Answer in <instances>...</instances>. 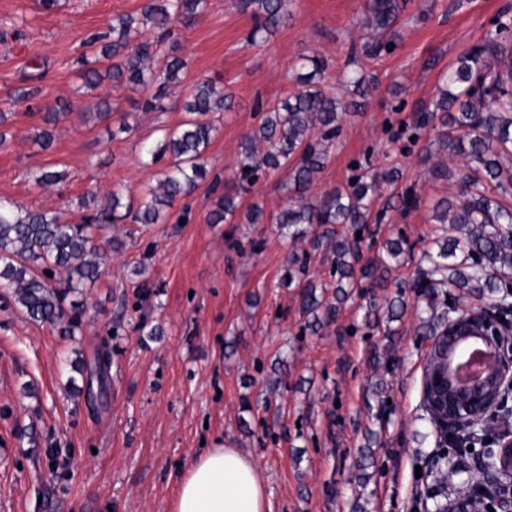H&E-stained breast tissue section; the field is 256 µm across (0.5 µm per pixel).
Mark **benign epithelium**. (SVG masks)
I'll return each instance as SVG.
<instances>
[{
  "mask_svg": "<svg viewBox=\"0 0 512 512\" xmlns=\"http://www.w3.org/2000/svg\"><path fill=\"white\" fill-rule=\"evenodd\" d=\"M511 308L504 301L457 306L445 331L455 337L453 344L441 336L427 340L421 400L433 419L436 439L461 440L483 425L499 407L502 393L512 389V324L501 314ZM472 346L485 348L487 360L478 373L465 377L461 362ZM491 441L496 456L480 464L477 481L453 486L443 502L427 496L414 505V512H512V429L499 430Z\"/></svg>",
  "mask_w": 512,
  "mask_h": 512,
  "instance_id": "1",
  "label": "benign epithelium"
}]
</instances>
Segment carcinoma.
Segmentation results:
<instances>
[{
    "label": "carcinoma",
    "mask_w": 512,
    "mask_h": 512,
    "mask_svg": "<svg viewBox=\"0 0 512 512\" xmlns=\"http://www.w3.org/2000/svg\"><path fill=\"white\" fill-rule=\"evenodd\" d=\"M257 6L259 23L250 35L257 43L268 40L288 14V0H246ZM206 0H145L138 16L122 15L112 21L109 32L86 42L92 55H82L81 78L98 88L104 80L131 90L158 86V92L142 103L145 112H164L165 90L179 85L186 75V62L176 37L180 24L199 19ZM407 0H369L364 19L379 31V37L364 46L363 57L376 62L395 46L396 28ZM152 25L154 38L141 42V27ZM309 71L295 76L288 97L278 103L257 105L264 113L261 124L244 135L238 173L233 185L215 202L211 221H228L239 210L244 195L271 171H289L290 203L276 215H265L257 205L244 214L248 224L279 225L294 240L309 239L315 251L332 256L336 289L333 298L327 288L307 277L310 254L293 251L287 258L282 284L300 289V312L305 327L314 334L335 323L340 307L361 281L378 282L390 271L384 262L357 267L361 240L338 236L336 225L348 224L364 231L373 223V209L383 185L391 184L397 171H371L356 175L345 187L311 196V189L327 160L325 141L336 138L341 117L362 107L357 98L367 90L363 80L352 82L355 96L344 99L322 86L321 76L329 68L323 56H308ZM233 96L217 89L211 80H197L182 104L185 119L164 139L146 147L152 162L172 160L155 187L145 193V202L135 211L116 216L121 199L112 194V205L102 207L93 196L81 199L89 211L79 224H69L47 211L23 212L0 200V281L15 288L14 296L27 318L50 323L71 332L82 312L67 311V295L80 285L99 278L107 266L108 253L97 243L96 232L103 224L131 219L139 224H160L177 197L195 189L208 175L205 152L215 127L207 116L231 110ZM434 130L435 144L448 150L466 170L458 181V195L443 198L434 207L433 220L451 224L459 232L426 256L432 268L422 274L414 287L429 294L440 288H457L479 297L512 295V26L494 23L483 43L462 55L433 103V110L411 126L409 139H421L427 127ZM418 206V196L408 190L389 198L387 208L400 212ZM56 271V284L38 272ZM451 311L423 319V335L443 332ZM472 449L446 447L441 458L458 459L459 478L469 473L466 457L494 452L485 438L469 440Z\"/></svg>",
    "instance_id": "carcinoma-1"
}]
</instances>
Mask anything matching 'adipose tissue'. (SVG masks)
Instances as JSON below:
<instances>
[{
  "label": "adipose tissue",
  "mask_w": 512,
  "mask_h": 512,
  "mask_svg": "<svg viewBox=\"0 0 512 512\" xmlns=\"http://www.w3.org/2000/svg\"><path fill=\"white\" fill-rule=\"evenodd\" d=\"M260 468L237 448H211L183 471L170 512H267Z\"/></svg>",
  "instance_id": "1"
}]
</instances>
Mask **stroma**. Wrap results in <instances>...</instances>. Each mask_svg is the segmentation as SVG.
<instances>
[{
  "label": "stroma",
  "mask_w": 512,
  "mask_h": 512,
  "mask_svg": "<svg viewBox=\"0 0 512 512\" xmlns=\"http://www.w3.org/2000/svg\"><path fill=\"white\" fill-rule=\"evenodd\" d=\"M143 0H0V105L12 101L0 144V199L80 221L79 198L108 204L120 191L137 205L159 166L140 150L185 118L191 81L213 80L234 96L213 113L206 153L209 175L175 202L167 223L125 220L101 238L121 241L106 272L70 293L83 311L73 335L29 321L9 289L0 288V512H168L176 476L203 448L249 453L266 484L269 512H408L433 480L416 477L435 451L421 401L425 342L419 319L457 299L444 289L429 300L414 288L429 269L423 253L451 235L432 209L455 195L458 158L409 143L404 129L432 106L458 58L482 43L494 22L512 24V0H410L394 50L378 63L361 49L368 0H289L288 18L267 41L248 35L254 11L241 0H207L201 19L179 27L188 81L167 94L166 111L146 112L144 92L104 85L112 115L89 116L97 92L84 87L75 61L86 39ZM330 66L326 85L345 95L349 76L364 75L368 95L347 114L313 189L347 184L357 167L397 169L376 200L415 187L417 209L388 211L370 225L361 263L387 258L388 241L411 245L392 264L384 286L355 291L335 324L303 331L297 288L283 287L292 241L273 224H213L209 215L235 179L239 144L261 122L258 103L284 98L303 57ZM39 89L15 100L19 90ZM133 125L119 133L122 123ZM51 128L50 150L32 136ZM443 165L436 179L429 165ZM65 172L60 185H36L33 173ZM285 171L271 172L244 195L271 214L288 203ZM403 294L407 310L388 322V303ZM162 335H151L152 327ZM110 351L103 404L77 394L98 349ZM394 349L392 371L374 370L373 349ZM378 434L361 460L367 431Z\"/></svg>",
  "instance_id": "obj_1"
}]
</instances>
